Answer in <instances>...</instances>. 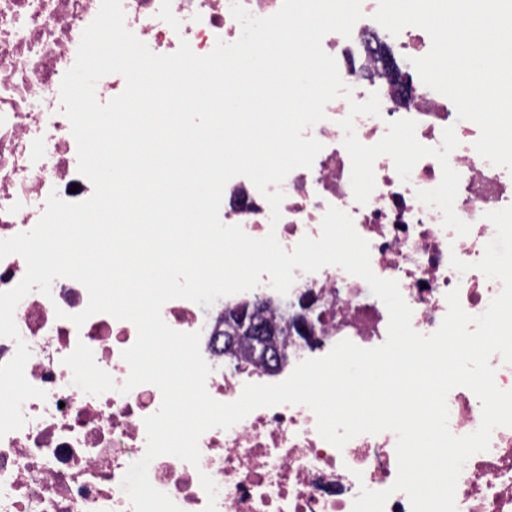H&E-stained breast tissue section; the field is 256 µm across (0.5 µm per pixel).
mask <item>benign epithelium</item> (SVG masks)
Returning <instances> with one entry per match:
<instances>
[{
	"mask_svg": "<svg viewBox=\"0 0 512 512\" xmlns=\"http://www.w3.org/2000/svg\"><path fill=\"white\" fill-rule=\"evenodd\" d=\"M255 307L276 308L285 324L296 323L309 328L313 323L304 309L288 315V304L272 297H262L248 305H230L224 309V360H234L235 344L246 341L251 344L256 362L268 370L276 369L286 360L288 350L278 336L277 328L265 321H257L249 309Z\"/></svg>",
	"mask_w": 512,
	"mask_h": 512,
	"instance_id": "benign-epithelium-1",
	"label": "benign epithelium"
}]
</instances>
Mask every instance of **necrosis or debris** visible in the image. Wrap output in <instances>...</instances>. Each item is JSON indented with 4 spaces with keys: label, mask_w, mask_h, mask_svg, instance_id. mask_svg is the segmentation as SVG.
<instances>
[{
    "label": "necrosis or debris",
    "mask_w": 512,
    "mask_h": 512,
    "mask_svg": "<svg viewBox=\"0 0 512 512\" xmlns=\"http://www.w3.org/2000/svg\"><path fill=\"white\" fill-rule=\"evenodd\" d=\"M125 26L156 54L168 55L188 42L195 54L210 53L217 41L239 39L242 28L231 13L232 0H121ZM101 0H0V239L32 229L50 193L77 202L89 198L92 184L78 172L77 144L63 113L60 86L74 65L84 29ZM379 0H362L364 16L350 36L332 32L322 40L337 62L351 98L325 107V120L309 128L323 149L311 167L293 170L282 184L285 198L279 221L250 180L236 177L225 187L220 219L251 237L275 233L284 249L301 238L318 237L328 207L347 212L357 233L370 245L373 272L396 280L412 310L411 325L434 333L448 311L446 295L458 290L463 309L483 313L502 284L475 270L495 236L486 212L512 206V171L482 158L474 148L476 129L458 122L453 102L427 87L412 61L431 47L426 31L405 28L391 35L373 19ZM398 55L400 78L415 90L405 96L384 77L377 45ZM378 93L380 116H357L355 132L363 144L378 142L388 122L412 119L420 143L440 145L446 127L459 140L449 163L460 175L454 209L471 226L458 237L442 224V214L421 203L416 193L434 189L441 167L420 160L409 181H401L390 157L374 164L375 188L366 203L355 201L351 160L339 122L351 101ZM470 263L461 273L451 257ZM289 303L307 306L315 333L288 335V364L326 355L343 339L363 348L381 345L389 315L365 280L336 266L297 272ZM88 292L79 282L56 279L50 294L34 291L15 310L18 339L0 338V364L10 361L18 342L31 356L27 380L47 394L22 407L25 425L0 438V512H133L121 483L133 460L147 446L144 420L161 405V392L142 384L129 393L95 396L71 383L63 360L84 343L116 385L129 366L122 353L131 347L133 323L107 314L75 326L70 317L85 309ZM218 299L201 307L174 299L161 310L164 321L181 332L200 333L201 354L211 366L206 388L229 403L245 384L266 383L259 365L224 367V306ZM64 318H57V311ZM449 429L457 436L481 423V404L465 387L450 391ZM201 457L191 465L164 455L148 468L151 484L166 493L181 512H352L361 489H389L397 476L396 437L391 432L362 434L336 449L317 432L314 413L303 405L259 408L223 430L199 440ZM457 512H512V428L493 431L488 450L465 463L456 486Z\"/></svg>",
    "instance_id": "obj_1"
}]
</instances>
